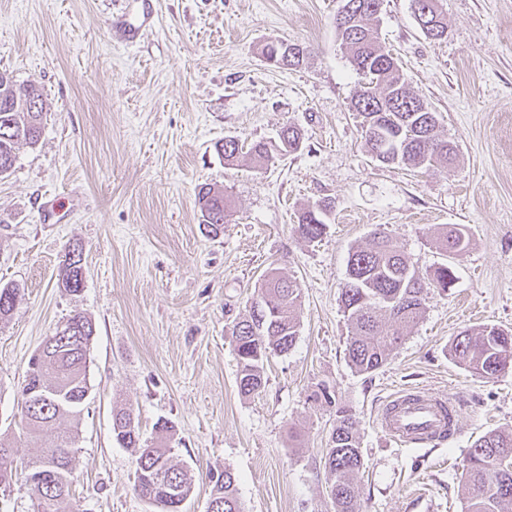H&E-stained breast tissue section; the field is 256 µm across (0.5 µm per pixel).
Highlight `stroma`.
Here are the masks:
<instances>
[{
  "instance_id": "35a3bbf8",
  "label": "stroma",
  "mask_w": 512,
  "mask_h": 512,
  "mask_svg": "<svg viewBox=\"0 0 512 512\" xmlns=\"http://www.w3.org/2000/svg\"><path fill=\"white\" fill-rule=\"evenodd\" d=\"M113 0H0V71L41 89L46 120L0 176V285L21 297L0 323V438L35 455L20 429L27 362L66 319L95 325L92 393L79 419L71 512H155L133 490L135 451L116 442L112 412L129 406L141 436L171 422L175 458L194 489L182 512H206L209 470L229 469L243 512H335L323 455L334 407L358 421L361 512H407L425 491L438 512H463L461 473L475 440L512 427V371L493 379L448 354L464 328L512 330V0H442L448 34L426 38L411 0H385L376 26L439 133L457 151L447 170L382 165L364 147L348 103L359 87L336 39L342 0H128L153 23L124 43ZM308 50L270 66L263 44ZM299 151L259 166L225 164L214 145L277 143ZM223 189V232L201 224L199 185ZM336 208L323 236L295 231L321 198ZM460 228L468 251L448 258L439 230ZM389 232L423 272L452 262L447 294L431 293L419 323L379 370L349 363L340 308L349 253ZM83 248L85 283L61 288L69 245ZM302 288L294 347L264 363V386L241 395L232 342L267 269ZM425 387L457 400V437L409 450L375 423L382 400ZM284 42L285 41L282 40H275L265 45L263 48V55L266 61L270 65L279 69H292L300 66L305 58V50L298 44L288 43V50L290 49V46L295 49L301 48L303 55L299 58H296V56L291 53L286 56L285 50H283Z\"/></svg>"
}]
</instances>
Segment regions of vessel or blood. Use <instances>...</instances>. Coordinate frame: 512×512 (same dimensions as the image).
Returning a JSON list of instances; mask_svg holds the SVG:
<instances>
[{"instance_id": "obj_1", "label": "vessel or blood", "mask_w": 512, "mask_h": 512, "mask_svg": "<svg viewBox=\"0 0 512 512\" xmlns=\"http://www.w3.org/2000/svg\"><path fill=\"white\" fill-rule=\"evenodd\" d=\"M457 404L424 388L393 392L377 415V423L393 442L414 448L444 439L455 430Z\"/></svg>"}]
</instances>
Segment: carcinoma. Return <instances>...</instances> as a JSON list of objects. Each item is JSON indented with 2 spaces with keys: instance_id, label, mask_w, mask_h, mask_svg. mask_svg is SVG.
Masks as SVG:
<instances>
[{
  "instance_id": "obj_1",
  "label": "carcinoma",
  "mask_w": 512,
  "mask_h": 512,
  "mask_svg": "<svg viewBox=\"0 0 512 512\" xmlns=\"http://www.w3.org/2000/svg\"><path fill=\"white\" fill-rule=\"evenodd\" d=\"M354 24L336 35L353 69L364 78L351 98L349 109L361 118L362 137L368 152L383 164H398L408 169L448 167L455 155L454 146L439 137L437 113L407 85L402 67L385 51L371 27L382 11L384 0H345ZM440 0H411V9L425 37L438 40L447 35L448 24L439 7ZM284 41L275 40L263 48L266 61L279 69L300 66L304 57L285 54ZM44 101L34 85H18L0 72V176L12 169L16 148L34 146L42 135ZM300 130L288 125L281 130L274 147L257 142L244 147L226 137L215 144L217 153L232 162L246 153L268 164L300 148ZM202 223L215 235L226 224L224 191L203 184L196 195ZM335 202L329 198L316 202L298 218L296 232L314 240L326 230ZM446 253L460 255L469 248V238L459 229L441 237ZM456 276L449 264L422 274L395 244L390 233L375 231L365 245L352 251L347 261V276L341 293L349 336L347 354L351 367L370 374L384 366L403 339V331L415 326L424 312L428 293L445 294ZM83 266L70 271L63 288L77 294L84 288ZM20 297V289L0 287V320L7 319ZM259 308L233 325L231 336L240 370L238 388L249 396L264 386V361L273 354L285 355L299 334L301 288L296 280L270 269L258 289ZM94 325L76 313L63 327L46 337L28 362L19 391L24 408L20 425L35 443L50 441L41 453L24 460L20 468L37 477L28 485L34 512H66L74 472V448L78 441V418L90 394L89 351ZM449 354L465 370L486 379L512 369V332L494 325L465 329L454 338ZM157 438L151 444L141 441L133 410L121 408L112 414L115 440L138 450L134 491L153 505L157 512H181L191 495L193 477L187 466L173 463V426H156ZM364 459L357 435V421L345 407L336 409V423L324 454L328 473V493L335 512H359L354 483ZM14 449L0 440V486L13 473ZM211 491L209 512H242L236 479L229 470L208 475ZM464 512H507L512 506V429H495L471 446L462 473Z\"/></svg>"
}]
</instances>
